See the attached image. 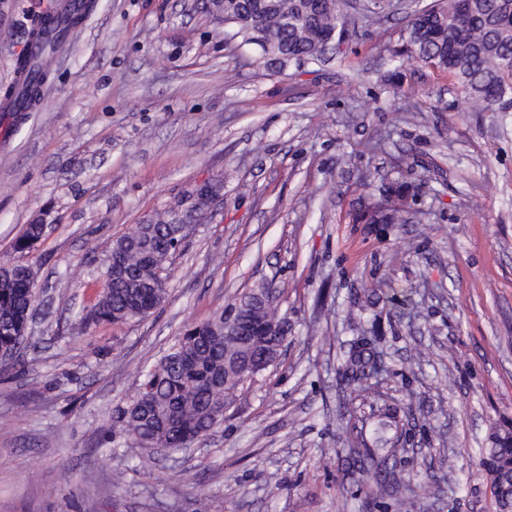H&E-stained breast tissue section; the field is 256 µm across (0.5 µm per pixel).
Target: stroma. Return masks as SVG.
<instances>
[{
  "mask_svg": "<svg viewBox=\"0 0 512 512\" xmlns=\"http://www.w3.org/2000/svg\"><path fill=\"white\" fill-rule=\"evenodd\" d=\"M51 2L0 0V85L26 14ZM431 2L390 0L324 65L272 66L200 0H97L40 108L0 112V260L48 226L24 257L29 348L0 371V512H496L479 459L512 425V112L470 108L415 60L389 77ZM212 178L223 198L171 258L155 313L69 335L105 247ZM397 182L414 192L407 223H352ZM263 285L288 322L277 361L203 442L135 444L121 418L144 369ZM363 333L386 355L367 397L339 373ZM380 427L406 448L385 491L344 452ZM47 227V224H40L39 222L28 224L25 232L16 240L14 250L21 254L30 252L46 235Z\"/></svg>",
  "mask_w": 512,
  "mask_h": 512,
  "instance_id": "obj_1",
  "label": "stroma"
}]
</instances>
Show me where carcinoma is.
<instances>
[{
    "mask_svg": "<svg viewBox=\"0 0 512 512\" xmlns=\"http://www.w3.org/2000/svg\"><path fill=\"white\" fill-rule=\"evenodd\" d=\"M349 0H209L213 18L236 29L242 43L255 45L268 63L282 65L294 58L319 60L318 45L326 38L343 41ZM92 0H76L61 10L46 9L34 16L28 38L42 43L39 54H21L15 70L20 78L0 88V100L23 112L35 111L40 90L49 76L55 53L70 41V33L94 10ZM419 58L463 87L472 108L493 111L498 100L512 91V0H436L424 12L412 15L404 43L391 50V61ZM405 183L390 188L387 199L351 214L354 223L404 224L406 211L397 201L408 197ZM47 225L26 227L15 244L18 253L31 251L46 235ZM187 234L169 210L156 213L140 227L136 238L112 240L101 259V292L91 309L71 324L80 335L100 323H127L150 316L167 294L169 256ZM37 301L32 268L22 262L0 261V355L14 359L26 347L31 308ZM284 336L257 337L256 351L281 353ZM367 337L348 353L351 381L367 382L377 370L366 352ZM249 347L224 335V312L187 330L178 345L147 372L136 397L125 410V426L134 440L149 448L172 451L187 448L201 433L224 422L222 409L233 391L253 378L251 370L233 367ZM386 452L367 446L350 452L367 460L387 484L397 483L387 470L396 443L379 439ZM480 465L492 479L495 501L502 512L512 508V447H490Z\"/></svg>",
    "mask_w": 512,
    "mask_h": 512,
    "instance_id": "obj_1",
    "label": "carcinoma"
}]
</instances>
